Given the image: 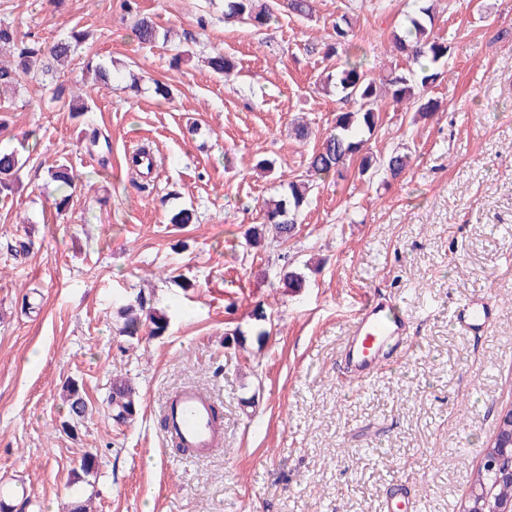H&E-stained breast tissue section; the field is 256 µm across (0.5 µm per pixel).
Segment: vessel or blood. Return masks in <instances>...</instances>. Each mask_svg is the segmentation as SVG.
Here are the masks:
<instances>
[{"label":"vessel or blood","mask_w":512,"mask_h":512,"mask_svg":"<svg viewBox=\"0 0 512 512\" xmlns=\"http://www.w3.org/2000/svg\"><path fill=\"white\" fill-rule=\"evenodd\" d=\"M496 307L487 297H478L464 305L455 315V323L466 333H476L492 317ZM408 320L401 308L392 302L362 300L356 309L345 357L353 382L373 376L382 360L388 341H404ZM165 414L171 439L184 447L205 454L221 446L224 431L215 401L205 392L186 386L169 400Z\"/></svg>","instance_id":"1"}]
</instances>
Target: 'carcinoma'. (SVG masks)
I'll list each match as a JSON object with an SVG mask.
<instances>
[{"instance_id":"cac0c4a2","label":"carcinoma","mask_w":512,"mask_h":512,"mask_svg":"<svg viewBox=\"0 0 512 512\" xmlns=\"http://www.w3.org/2000/svg\"><path fill=\"white\" fill-rule=\"evenodd\" d=\"M415 8L405 15L401 30L392 35L393 48L402 54L409 67L399 73L386 77L388 93L395 104L408 103L420 116L426 118L439 111L436 99L427 96L442 75L443 67L449 57L448 44L432 34L434 4L431 0H415ZM273 17V4L266 0H224V21H244L261 28L269 25ZM132 31L142 44H152L159 39L160 31L149 16L137 18ZM353 21L349 13L342 14L332 25V32L323 42V57L335 60L333 69L326 76L325 85L336 89V94L352 101L357 110L336 114L333 131L322 138L313 148L307 167V177L287 182L283 194L278 199L264 203L262 223L250 227L246 233V243L251 248L262 246L266 234L271 241L286 243L296 235L297 224L308 203L313 183L331 176L344 177L351 161L357 159L358 176L374 174L377 165L382 172L393 179L405 175L410 156L393 152L384 158L367 151L366 145L374 135L380 122L379 100L382 90L370 76L365 63L362 48L353 43ZM86 39V33L73 30L70 35L55 41L48 49L24 48L20 52L19 70L0 68V85L17 81L19 74H28L33 64H39L42 76H53L58 66L74 60L76 51ZM210 67L219 75L229 78L233 75L235 64L221 52L210 57ZM24 162L14 151L0 152V195L8 196L14 190L19 179L18 173ZM304 276L288 270L280 276V287L297 291L303 288ZM122 324L118 334L132 341L142 334L152 337L164 335L170 323L166 311L150 307L143 297L121 310ZM68 414L61 424L63 432L73 436L89 414V405L78 383L71 382L65 387ZM107 410L112 419L124 423L133 419L139 410L137 391L126 377L113 379L106 399ZM97 455L87 453L79 460L81 476H91L98 472ZM471 490H488L497 499H512V484L499 482L494 474L479 467L473 474Z\"/></svg>"}]
</instances>
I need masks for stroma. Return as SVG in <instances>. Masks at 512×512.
<instances>
[{
    "label": "stroma",
    "instance_id": "stroma-1",
    "mask_svg": "<svg viewBox=\"0 0 512 512\" xmlns=\"http://www.w3.org/2000/svg\"><path fill=\"white\" fill-rule=\"evenodd\" d=\"M404 3L314 0L311 17L281 9L258 30L225 22L224 0H0V22L19 35L0 67L89 33L62 77L81 89L84 115L27 76L0 91V150L24 163L0 196L1 497L21 512H67L77 493L94 512H380L402 483L412 512H461L512 409V0H436L434 34L450 47L429 92L440 108L424 119L383 98L368 142L410 155L402 178L328 179L294 239H244L282 181L306 173L312 146L293 124L321 138L351 108L324 89L331 63L317 47L333 21L354 9L374 75L399 73L390 34ZM139 14L170 41L134 40ZM215 51L235 62L231 79L208 68ZM99 61L109 82L95 78ZM91 126L109 137L108 169L87 149ZM141 144L158 164L135 177ZM60 163L75 174L66 194L48 176ZM182 208L194 223H170ZM284 267L304 288H279ZM485 294L493 323L461 335L457 310ZM139 295L170 326L130 343L119 312ZM365 298L396 302L413 343L354 386L342 347ZM118 375L141 403L123 425L105 405ZM70 380L90 408L73 436L61 430ZM183 386L222 411L224 444L203 457L178 454L160 425ZM89 452L98 473L75 481Z\"/></svg>",
    "mask_w": 512,
    "mask_h": 512
}]
</instances>
